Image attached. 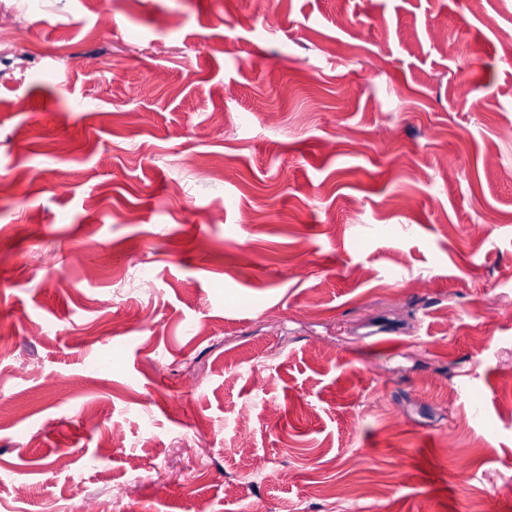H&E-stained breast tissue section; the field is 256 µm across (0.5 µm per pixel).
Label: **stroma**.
I'll return each mask as SVG.
<instances>
[{
  "label": "stroma",
  "instance_id": "35a3bbf8",
  "mask_svg": "<svg viewBox=\"0 0 512 512\" xmlns=\"http://www.w3.org/2000/svg\"><path fill=\"white\" fill-rule=\"evenodd\" d=\"M39 2L0 78V512H512V0Z\"/></svg>",
  "mask_w": 512,
  "mask_h": 512
}]
</instances>
